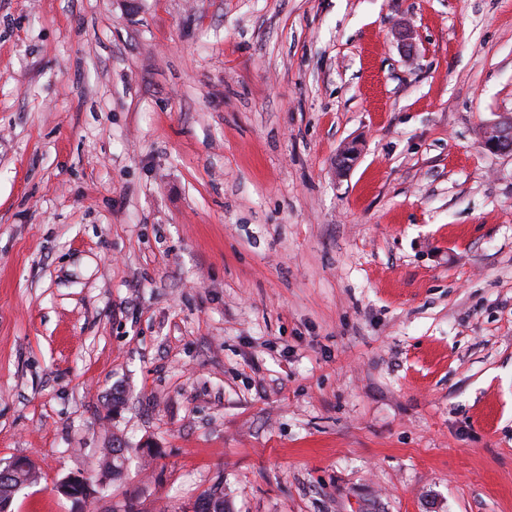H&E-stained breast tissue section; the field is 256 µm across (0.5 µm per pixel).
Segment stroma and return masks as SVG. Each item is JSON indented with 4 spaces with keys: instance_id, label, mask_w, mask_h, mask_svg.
<instances>
[{
    "instance_id": "stroma-1",
    "label": "stroma",
    "mask_w": 512,
    "mask_h": 512,
    "mask_svg": "<svg viewBox=\"0 0 512 512\" xmlns=\"http://www.w3.org/2000/svg\"><path fill=\"white\" fill-rule=\"evenodd\" d=\"M510 115L512 0H0L14 512H512ZM480 145L490 153L512 154V117H502L483 127ZM126 448L118 439L112 441V448H105L102 456L101 474L107 473L112 480L121 479L124 472ZM128 450H126L127 452ZM120 453V455H117ZM10 464L14 467L11 476L6 479L0 478V512H11L16 491L37 478L35 466L33 468L27 458H17Z\"/></svg>"
}]
</instances>
